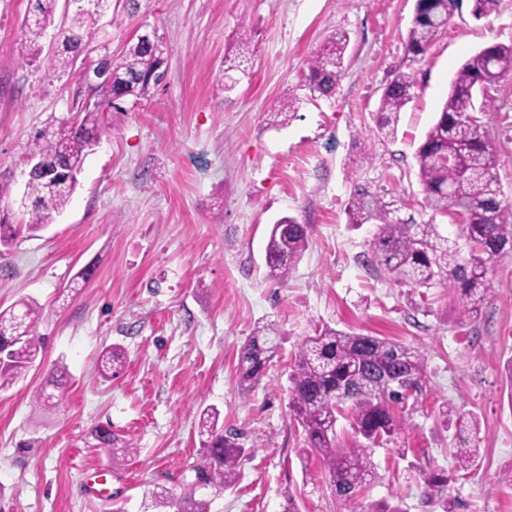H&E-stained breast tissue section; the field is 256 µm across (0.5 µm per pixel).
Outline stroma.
<instances>
[{"label":"stroma","instance_id":"obj_1","mask_svg":"<svg viewBox=\"0 0 512 512\" xmlns=\"http://www.w3.org/2000/svg\"><path fill=\"white\" fill-rule=\"evenodd\" d=\"M415 0H112L89 38V60L119 51L140 29L156 31L166 75L139 100L109 112L110 128L87 158L66 208L38 236L19 235L0 257V307L31 297L53 308L39 332L45 350L24 377L0 390V512H171L170 498L194 481L201 448L198 411L217 407L225 428L242 432L251 453L241 479L213 497L210 512H360L401 502L434 512L420 476L447 472L445 496L458 512H512L499 483L512 466V258L495 262L479 318L456 319L447 288L399 286L368 267L374 225L351 226L353 181L412 210L423 200L413 154L471 54L512 43V0L482 19L471 0L458 9L424 59L405 41ZM28 0H0V211L17 216L20 158L36 131L67 117L75 80L48 63L41 40L32 65L16 61ZM249 30L248 74L226 87L224 55ZM349 37L329 98H312L307 62L334 34ZM413 74L415 96L395 138L373 114L397 71ZM482 113L503 155L501 188L512 200V75ZM296 114L269 123L284 99ZM296 217L309 248L284 285L266 281L272 224ZM78 294L68 286L87 265ZM283 336L266 375L249 395L237 382L239 352L258 322ZM330 325L423 347L427 387L397 441L375 447V479L350 504L324 479L319 458L302 460L301 427L289 415L288 374L296 344ZM118 344L125 366L102 380L104 346ZM65 365L62 403L33 414L32 393ZM474 413L479 465L457 470V427L447 407ZM111 427L136 451L113 466L92 430Z\"/></svg>","mask_w":512,"mask_h":512}]
</instances>
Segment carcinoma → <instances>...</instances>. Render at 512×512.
<instances>
[{"instance_id": "1", "label": "carcinoma", "mask_w": 512, "mask_h": 512, "mask_svg": "<svg viewBox=\"0 0 512 512\" xmlns=\"http://www.w3.org/2000/svg\"><path fill=\"white\" fill-rule=\"evenodd\" d=\"M33 8L23 20L17 41V57L23 63L38 58L39 40L54 23L57 0H30ZM111 0H96L93 13L73 27L58 31L54 69L74 72L77 58L87 46V27L110 8ZM458 0H416L407 33L406 53L416 59L429 50L447 25ZM499 0H472V15L481 19L497 10ZM348 37L332 36L322 51L309 60L306 87L311 96L328 97L342 70ZM98 65L112 79L77 89L72 115L33 137V147L20 165L34 159L56 163V169L30 178L22 207L26 219L19 224H0V247L9 246L21 231L45 229L53 215L63 211L79 183V175L91 145L107 129V112L130 96H142L161 80L162 60L142 36L129 39L122 50L107 53ZM512 74V43L488 45L467 58L456 70L448 97L434 123L414 153L417 174L432 218L417 222L414 216L400 218L402 202H386L367 186H358L349 199V224L376 222L371 242L370 265L396 284L412 288L445 287L458 302L459 323L477 319L487 295L491 265L512 256V203L504 199L497 169L501 155L487 126L473 115L485 109L490 99L481 87L495 88ZM411 74L398 72L385 86L375 120L386 138L397 133L400 115L415 96ZM90 94L94 106L83 103ZM448 216L456 226L455 237L443 235L433 217ZM309 246L308 227L285 216L272 225L264 262L266 279L282 285ZM51 311L30 298H21L0 309V389L11 386L29 371L45 349L40 324ZM279 347L278 328L269 322L258 327L240 349L238 384L249 394L265 376ZM124 363V351L109 345L99 354L98 375L107 380ZM69 375L59 367L49 373L47 384L55 396L41 388L30 400L40 411L62 398ZM427 385L426 361L419 348L384 337L356 334L324 326L305 336L297 345L294 365L288 375L290 416L303 431L306 454L320 457L325 479L337 496L357 500L375 478L372 448L396 440L409 425L407 407H415ZM221 412L206 407L197 414V433L204 449L202 464L191 466L196 481L221 495L239 480L242 458L251 452L240 435L224 429ZM445 416L456 418L460 437L456 444L459 469L473 468L479 456L480 427L472 413L453 408ZM349 423L352 445L344 448L337 435L339 419ZM93 435L112 458L122 465L134 448L116 447L118 436L97 426ZM425 494L436 500L440 512H456V500L440 495L448 477L432 471L422 475ZM210 500L196 496L193 487L169 500L173 512H209Z\"/></svg>"}]
</instances>
